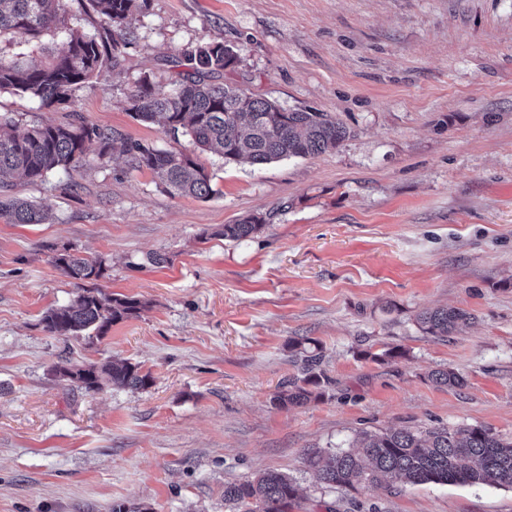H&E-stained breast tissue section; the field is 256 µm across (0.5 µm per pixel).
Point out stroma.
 Returning a JSON list of instances; mask_svg holds the SVG:
<instances>
[{
  "label": "stroma",
  "instance_id": "35a3bbf8",
  "mask_svg": "<svg viewBox=\"0 0 512 512\" xmlns=\"http://www.w3.org/2000/svg\"><path fill=\"white\" fill-rule=\"evenodd\" d=\"M120 68L42 108L0 92V115L57 124L69 112L159 149L127 97L166 57L221 41L241 65L223 81L289 109L339 118L333 151L257 168L197 154L216 190L174 197L124 155L90 157L13 191L50 224L0 219V512H224L225 484L288 474L292 512H512V488L396 483L328 489L308 454L362 432L484 426L512 436V0H147ZM257 214L243 241L216 229ZM106 258L104 293L145 302L101 339L43 329L78 294L51 262ZM150 252L168 264H145ZM474 317L443 339L416 314ZM323 349L318 399L278 408L302 377L292 340ZM400 359L379 360L390 347ZM371 358H361L363 350ZM119 357L147 389L88 396L63 360ZM451 367L463 387L435 386Z\"/></svg>",
  "mask_w": 512,
  "mask_h": 512
}]
</instances>
